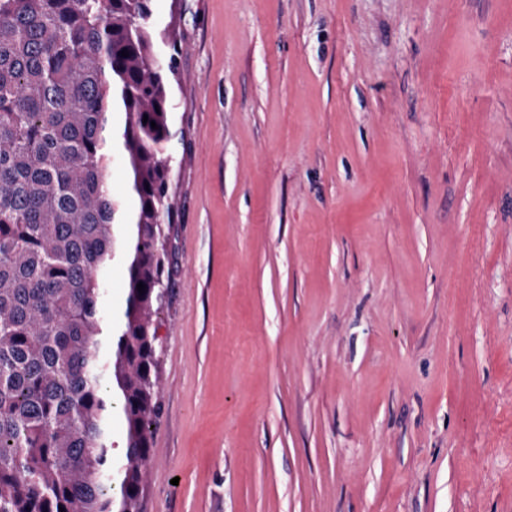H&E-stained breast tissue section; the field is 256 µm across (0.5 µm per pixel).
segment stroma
Returning a JSON list of instances; mask_svg holds the SVG:
<instances>
[{"mask_svg":"<svg viewBox=\"0 0 512 512\" xmlns=\"http://www.w3.org/2000/svg\"><path fill=\"white\" fill-rule=\"evenodd\" d=\"M177 10L140 512H512V0Z\"/></svg>","mask_w":512,"mask_h":512,"instance_id":"35a3bbf8","label":"stroma"}]
</instances>
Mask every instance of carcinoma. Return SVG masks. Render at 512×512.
Masks as SVG:
<instances>
[{"instance_id":"carcinoma-1","label":"carcinoma","mask_w":512,"mask_h":512,"mask_svg":"<svg viewBox=\"0 0 512 512\" xmlns=\"http://www.w3.org/2000/svg\"><path fill=\"white\" fill-rule=\"evenodd\" d=\"M177 54L153 0H0V512H139ZM115 155L129 205L112 195ZM117 257L127 296L105 328Z\"/></svg>"}]
</instances>
